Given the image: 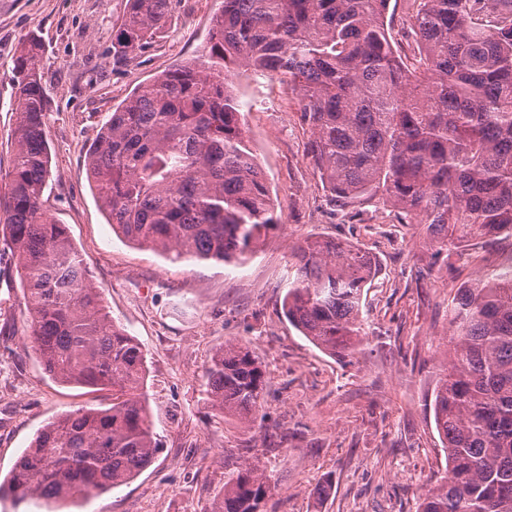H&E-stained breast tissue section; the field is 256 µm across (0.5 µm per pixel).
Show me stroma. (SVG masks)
<instances>
[{"mask_svg":"<svg viewBox=\"0 0 512 512\" xmlns=\"http://www.w3.org/2000/svg\"><path fill=\"white\" fill-rule=\"evenodd\" d=\"M221 0H172L137 52L113 49L127 0H0V170L10 165L23 42L43 46L51 176L42 208L66 226L115 324L146 354L145 395L160 451L127 485L69 512H207L246 466L276 485L266 512H416L443 478L447 454L429 408L446 362L448 309L458 288L512 262V239L473 245L472 261L436 263L420 225L377 198L341 208L307 154L300 95L278 76L237 73L245 137L282 222L241 266L172 263L117 237L96 201L86 157L115 108L137 87L193 59ZM339 238L370 252L365 337L341 359L322 352L282 312L289 253L305 239ZM31 316L10 254L0 255V478L49 419L112 402L108 391L45 374L29 339ZM262 363L261 426L210 406L205 372L225 340ZM328 495H318L324 483Z\"/></svg>","mask_w":512,"mask_h":512,"instance_id":"35a3bbf8","label":"stroma"}]
</instances>
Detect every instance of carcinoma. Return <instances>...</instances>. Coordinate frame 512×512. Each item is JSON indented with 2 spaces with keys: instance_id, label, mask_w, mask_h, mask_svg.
I'll return each instance as SVG.
<instances>
[{
  "instance_id": "1",
  "label": "carcinoma",
  "mask_w": 512,
  "mask_h": 512,
  "mask_svg": "<svg viewBox=\"0 0 512 512\" xmlns=\"http://www.w3.org/2000/svg\"><path fill=\"white\" fill-rule=\"evenodd\" d=\"M419 67L388 35L390 0H223L195 60L140 85L113 112L87 157L112 231L176 262L243 264L280 226L247 144L228 80L277 74L301 93L309 154L341 201L381 197L424 226L445 267L471 241L512 238V0H415ZM171 0H128L119 53L141 49ZM41 43L14 62L18 107L0 250L32 316L31 340L53 379L112 390L108 407L40 427L0 483L16 504L50 506L110 491L156 457L142 400L145 354L114 325L66 227L41 197L50 175ZM284 315L316 347L351 356L364 337V288L377 265L334 239L290 253ZM448 360L433 393L448 473L417 512H512V264L460 288ZM265 372L249 346L226 341L207 371L212 408L251 426ZM275 490L256 467L224 483L210 512H265Z\"/></svg>"
}]
</instances>
